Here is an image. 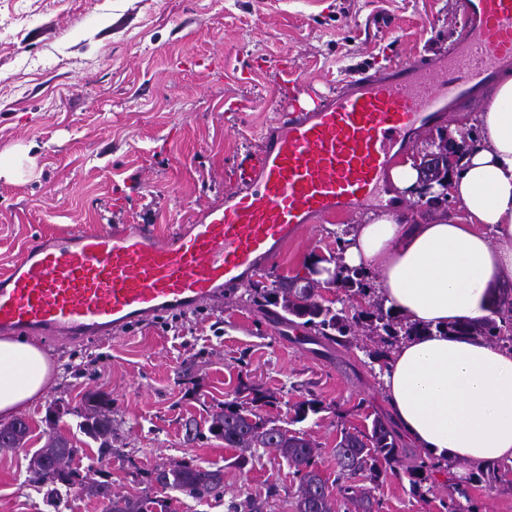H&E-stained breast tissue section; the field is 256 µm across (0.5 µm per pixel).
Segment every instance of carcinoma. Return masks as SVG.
Wrapping results in <instances>:
<instances>
[{
	"mask_svg": "<svg viewBox=\"0 0 512 512\" xmlns=\"http://www.w3.org/2000/svg\"><path fill=\"white\" fill-rule=\"evenodd\" d=\"M421 169L424 177L437 183L448 171V141H442L437 151L423 156ZM339 288L344 291L347 302L357 304L354 313L345 307L332 308L318 300L315 288L309 283L298 286V279L282 278L269 285L258 282L254 285L253 303L261 310L278 318L283 314L302 320V326L313 332L311 340L345 346L355 329L361 327L379 337L380 346L369 352V357L386 365L390 349L401 337L418 336L422 329L403 322L392 311H383L379 304L362 306V300L371 293L367 274L361 268L339 270ZM500 321L483 319L466 320L448 327V332L470 336H490L502 342V346L512 345V288L499 291ZM281 311H275V308ZM249 392L252 408L248 409L236 400L224 403L220 410L210 415L208 432L224 440V447L240 451L237 464H248L246 453H254L259 448L273 449L284 458L293 477L298 483L295 512H334L333 501L327 491L328 479L318 467L320 448L305 434L292 432L271 419L261 416L255 408L274 406L276 398L256 392L243 384L237 394ZM322 409V401L312 397L294 405L293 422L303 421L310 412ZM83 432L99 443L98 460L103 469L100 479L91 480L74 465L79 449L61 433L48 436L43 446L30 463L32 481L38 491L46 495H58L59 488L68 492L85 494L99 499L104 512H175L172 500L152 498L147 495L129 497L112 493L111 473L104 469L112 457V398L109 395L90 391L86 395ZM30 426L24 419H15L0 424V451H15L24 446ZM399 434L391 421L378 415L364 429L342 428L340 439L334 448L337 475L336 489L345 501L351 503L355 512H381L382 503L372 494L371 488L357 483L363 478L376 485L386 470L398 473L397 466L403 458L404 449L398 444ZM438 464L421 459L405 468L412 493L423 495L422 483L427 472ZM146 482L162 489L177 491L185 496L217 498L224 495V471L202 467L192 460H182L170 466L156 467L145 472ZM501 469L495 465L476 466L470 480L492 488L502 482ZM276 495V490L268 489L266 498L246 495L235 503L231 512H265L268 499ZM468 498L467 490L456 485L448 493V501L442 503L445 512H460V499Z\"/></svg>",
	"mask_w": 512,
	"mask_h": 512,
	"instance_id": "cac0c4a2",
	"label": "carcinoma"
}]
</instances>
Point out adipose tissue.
I'll list each match as a JSON object with an SVG mask.
<instances>
[{
	"instance_id": "obj_1",
	"label": "adipose tissue",
	"mask_w": 512,
	"mask_h": 512,
	"mask_svg": "<svg viewBox=\"0 0 512 512\" xmlns=\"http://www.w3.org/2000/svg\"><path fill=\"white\" fill-rule=\"evenodd\" d=\"M479 123L483 138L454 152L443 185L433 188L457 213L412 224L366 215L342 263L373 268L384 306L428 328L401 342L382 374L407 437L444 463L512 465V350L447 331L462 320L497 318V287L512 280L511 75ZM51 374L38 347L0 339V418L38 399Z\"/></svg>"
}]
</instances>
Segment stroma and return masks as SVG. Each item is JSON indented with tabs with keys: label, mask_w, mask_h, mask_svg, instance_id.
Listing matches in <instances>:
<instances>
[{
	"label": "stroma",
	"mask_w": 512,
	"mask_h": 512,
	"mask_svg": "<svg viewBox=\"0 0 512 512\" xmlns=\"http://www.w3.org/2000/svg\"><path fill=\"white\" fill-rule=\"evenodd\" d=\"M455 0H0V273L50 230L147 224L167 236L224 200L237 164L261 148L260 134L284 107L310 108L354 72L418 56L440 59L459 18ZM288 70L294 90L278 84ZM362 213L330 217L286 244L256 272L270 283L303 274L311 257ZM307 329L259 312L244 287L223 303L163 312L118 335L37 339L57 365L51 386L20 410L25 448L0 451V512H103L75 493L47 507L29 460L46 442L50 406L65 408L57 430L79 448L88 477L97 442L81 428L84 395L112 398V458L118 495L162 496L144 473L194 459L224 470V497L173 494L174 512H228L265 495L270 512H294L297 484L286 461L259 450L246 467L208 431L210 414L245 383L276 400L264 416L316 443L319 468L336 478L333 450L344 426L389 415L375 337L322 350ZM315 395L318 413L293 422ZM458 461L434 472L424 496L407 476L386 474L374 495L382 512H443L450 486L468 477Z\"/></svg>",
	"instance_id": "obj_1"
}]
</instances>
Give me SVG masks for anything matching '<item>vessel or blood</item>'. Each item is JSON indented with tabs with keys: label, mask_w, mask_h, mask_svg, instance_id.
<instances>
[{
	"label": "vessel or blood",
	"mask_w": 512,
	"mask_h": 512,
	"mask_svg": "<svg viewBox=\"0 0 512 512\" xmlns=\"http://www.w3.org/2000/svg\"><path fill=\"white\" fill-rule=\"evenodd\" d=\"M464 25L442 61L361 71L309 111L283 108L223 205L159 238L143 224L50 235L0 275V334L84 339L167 310L221 301L316 220L384 204L413 138L474 107L512 58V0H457Z\"/></svg>",
	"instance_id": "1"
}]
</instances>
